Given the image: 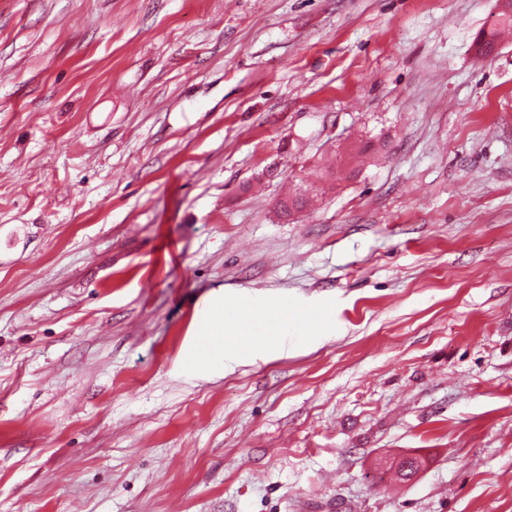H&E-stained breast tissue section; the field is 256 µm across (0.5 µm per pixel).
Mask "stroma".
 <instances>
[{"mask_svg":"<svg viewBox=\"0 0 512 512\" xmlns=\"http://www.w3.org/2000/svg\"><path fill=\"white\" fill-rule=\"evenodd\" d=\"M497 7L0 0V512H512ZM253 315L261 316L265 322L258 331L249 324ZM312 316V312L302 308L268 299L256 306L242 307L239 318L230 321L225 317L224 301H213L207 307L205 335L216 347L214 350H196L189 357L188 364L192 368H200L218 358L241 356L252 348L283 350L288 338L301 337L299 325Z\"/></svg>","mask_w":512,"mask_h":512,"instance_id":"stroma-1","label":"stroma"}]
</instances>
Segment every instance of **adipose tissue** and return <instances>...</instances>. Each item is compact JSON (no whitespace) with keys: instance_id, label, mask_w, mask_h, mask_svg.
Segmentation results:
<instances>
[{"instance_id":"1","label":"adipose tissue","mask_w":512,"mask_h":512,"mask_svg":"<svg viewBox=\"0 0 512 512\" xmlns=\"http://www.w3.org/2000/svg\"><path fill=\"white\" fill-rule=\"evenodd\" d=\"M255 315L264 320L257 330L250 324ZM310 317V312L304 309L269 299L254 306H244L239 318L230 321L225 317L223 302H212L207 308L205 330L214 347L194 352L188 364L200 368L220 358L242 355L252 348L284 349L290 338L299 336L301 323Z\"/></svg>"}]
</instances>
